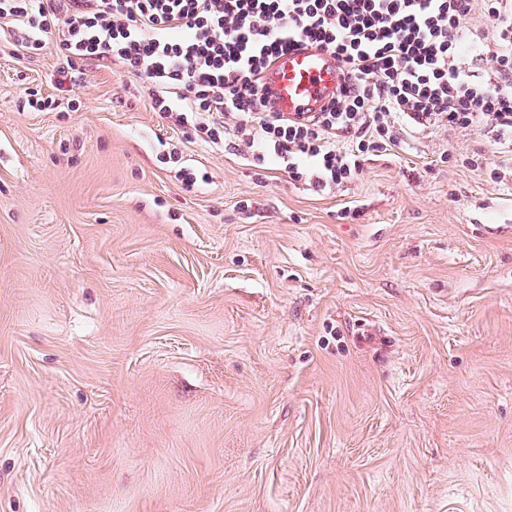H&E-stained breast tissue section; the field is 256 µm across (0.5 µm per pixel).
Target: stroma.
I'll use <instances>...</instances> for the list:
<instances>
[{
    "instance_id": "1",
    "label": "stroma",
    "mask_w": 512,
    "mask_h": 512,
    "mask_svg": "<svg viewBox=\"0 0 512 512\" xmlns=\"http://www.w3.org/2000/svg\"><path fill=\"white\" fill-rule=\"evenodd\" d=\"M149 93L0 24V512H512V152L318 194Z\"/></svg>"
}]
</instances>
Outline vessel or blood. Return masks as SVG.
<instances>
[{
    "label": "vessel or blood",
    "instance_id": "1",
    "mask_svg": "<svg viewBox=\"0 0 512 512\" xmlns=\"http://www.w3.org/2000/svg\"><path fill=\"white\" fill-rule=\"evenodd\" d=\"M342 72L333 53L304 42L293 45L268 73L271 111L291 116L316 111L335 94Z\"/></svg>",
    "mask_w": 512,
    "mask_h": 512
}]
</instances>
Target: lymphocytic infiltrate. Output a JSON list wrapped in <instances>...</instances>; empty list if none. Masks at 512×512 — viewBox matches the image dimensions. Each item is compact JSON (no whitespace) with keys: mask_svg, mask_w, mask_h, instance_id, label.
<instances>
[{"mask_svg":"<svg viewBox=\"0 0 512 512\" xmlns=\"http://www.w3.org/2000/svg\"><path fill=\"white\" fill-rule=\"evenodd\" d=\"M481 13L482 26L464 21ZM25 50L53 43L60 77L118 61L187 140L233 134L257 159L324 192L366 156L428 128L512 143V0H0ZM307 41L343 61L344 83L304 121L267 109L263 75ZM493 61L482 81L468 66Z\"/></svg>","mask_w":512,"mask_h":512,"instance_id":"obj_1","label":"lymphocytic infiltrate"}]
</instances>
